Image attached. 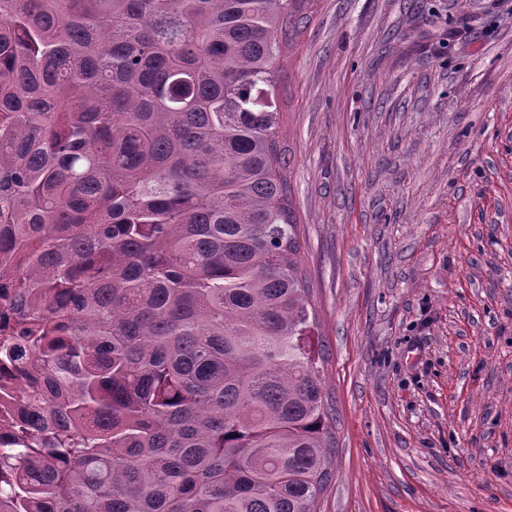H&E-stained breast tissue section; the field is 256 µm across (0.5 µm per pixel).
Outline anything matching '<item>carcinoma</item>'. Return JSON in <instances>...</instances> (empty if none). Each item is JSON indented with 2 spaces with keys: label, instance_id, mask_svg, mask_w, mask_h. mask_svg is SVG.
Returning a JSON list of instances; mask_svg holds the SVG:
<instances>
[{
  "label": "carcinoma",
  "instance_id": "carcinoma-1",
  "mask_svg": "<svg viewBox=\"0 0 512 512\" xmlns=\"http://www.w3.org/2000/svg\"><path fill=\"white\" fill-rule=\"evenodd\" d=\"M314 2L0 0V512H317L276 68Z\"/></svg>",
  "mask_w": 512,
  "mask_h": 512
}]
</instances>
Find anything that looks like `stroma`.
<instances>
[{"label": "stroma", "mask_w": 512, "mask_h": 512, "mask_svg": "<svg viewBox=\"0 0 512 512\" xmlns=\"http://www.w3.org/2000/svg\"><path fill=\"white\" fill-rule=\"evenodd\" d=\"M278 66L320 512H512V0H316Z\"/></svg>", "instance_id": "1"}]
</instances>
